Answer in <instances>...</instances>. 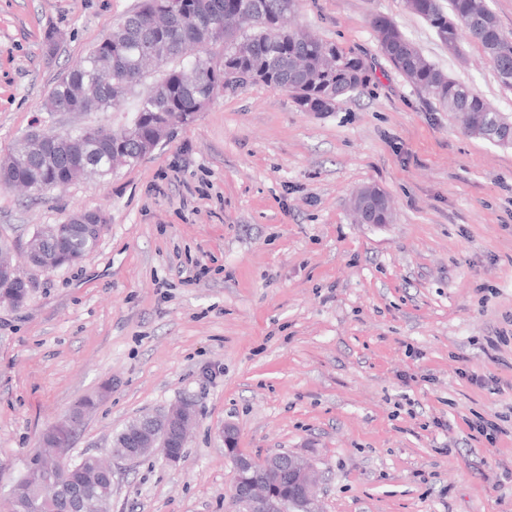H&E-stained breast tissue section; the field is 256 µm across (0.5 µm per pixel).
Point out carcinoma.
Returning a JSON list of instances; mask_svg holds the SVG:
<instances>
[{"instance_id":"cac0c4a2","label":"carcinoma","mask_w":512,"mask_h":512,"mask_svg":"<svg viewBox=\"0 0 512 512\" xmlns=\"http://www.w3.org/2000/svg\"><path fill=\"white\" fill-rule=\"evenodd\" d=\"M406 0L407 8L434 29L448 50L460 52L464 39L478 42L503 87L512 89V37L503 33L487 0ZM289 0H142L124 16L50 90L45 110L106 112L143 82L150 66L158 77L140 95L130 124L115 133L86 125L45 143L28 135L0 160V186L29 189L38 182L65 175L69 162L87 163L86 176H109L112 159L137 164L152 146L158 113L174 124L195 118L197 104L219 87L264 83L288 90L302 112H333L345 98L367 85L365 60L336 43L290 26ZM371 26L383 55L416 88L454 113L471 135L474 120L493 119L501 146H512V122L498 115L485 99L450 78L430 62L390 18L377 15ZM221 55L222 64L214 62ZM54 228L69 238L60 248L55 236L43 245L61 250L66 264L79 262L95 250L98 237L88 238L70 223ZM34 284L0 288L16 306L29 298ZM35 456L25 474L10 488V512H100L112 498V485L100 473L102 460L81 456L53 472H38ZM279 466V497L273 512H307L301 501L288 499V462ZM79 490V498L73 490Z\"/></svg>"}]
</instances>
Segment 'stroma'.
<instances>
[{
	"label": "stroma",
	"instance_id": "1",
	"mask_svg": "<svg viewBox=\"0 0 512 512\" xmlns=\"http://www.w3.org/2000/svg\"><path fill=\"white\" fill-rule=\"evenodd\" d=\"M140 2L0 0V158L36 127L130 123L133 95L88 114L43 103ZM378 14L512 118L480 44L450 54L405 0H300L295 24L371 66L335 111L229 88L111 176L0 188V242L108 217L93 252L29 270L27 303L0 304V512L46 429L105 385L67 457L108 455L143 412L197 404L176 464L117 466L111 512H228V425L244 454L310 461L319 512H512V148L408 82L380 51ZM366 186L388 195L390 223L355 222ZM479 417L501 422L496 445L469 428Z\"/></svg>",
	"mask_w": 512,
	"mask_h": 512
}]
</instances>
